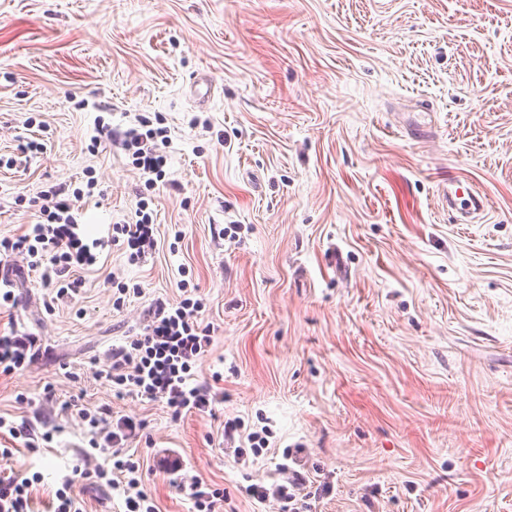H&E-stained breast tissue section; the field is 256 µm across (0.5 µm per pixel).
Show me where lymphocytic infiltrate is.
Returning a JSON list of instances; mask_svg holds the SVG:
<instances>
[{"label": "lymphocytic infiltrate", "mask_w": 512, "mask_h": 512, "mask_svg": "<svg viewBox=\"0 0 512 512\" xmlns=\"http://www.w3.org/2000/svg\"><path fill=\"white\" fill-rule=\"evenodd\" d=\"M99 135L122 146L141 171L146 190H154L165 180L170 145L167 127H149L143 118L138 126L123 132L104 127ZM96 186V179L90 177L82 189L69 192L58 186L41 192L35 222L16 239L0 240V250L38 273L44 286L56 289L61 297L77 291L78 272L97 263L95 250L105 242L121 243L131 265L141 263L157 246L158 228L144 198L138 202L135 221L112 225L107 238L85 241L78 232L79 204L93 197ZM179 289V300L160 301L149 309L141 332L113 353L105 375L107 381L136 397L165 404L175 419L208 409L213 391L211 384L196 378V367L207 358L213 342L209 328L199 324L205 302L189 289L187 281H180ZM36 342V337L15 331L1 334L0 375L24 370ZM279 469L287 473L286 482L272 490L252 486L253 499L263 503L273 496L287 503L288 512H311L309 474L285 463ZM141 474L140 463L119 454L113 455L111 465L94 470L98 481L124 495L127 512H156L152 497L140 488ZM42 479L38 472L29 477L15 472L1 475L0 512H30L31 487Z\"/></svg>", "instance_id": "obj_1"}]
</instances>
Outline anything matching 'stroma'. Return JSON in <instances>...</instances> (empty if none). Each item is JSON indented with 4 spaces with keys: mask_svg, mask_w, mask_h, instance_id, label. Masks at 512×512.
Listing matches in <instances>:
<instances>
[{
    "mask_svg": "<svg viewBox=\"0 0 512 512\" xmlns=\"http://www.w3.org/2000/svg\"><path fill=\"white\" fill-rule=\"evenodd\" d=\"M158 114L168 181L145 264L105 248L58 299L0 256L18 297L0 330L38 340L26 370L0 376V416L54 433L35 449L0 434L10 468L43 476L35 512L65 484L82 512L124 510L72 472L83 411L144 421L125 451L158 512H192L187 478L223 489L224 512H282L247 488L282 483L287 448L315 512H512V0H0V155L27 119L48 136L27 168H0V240L89 168L103 195L81 235L128 221L139 170L88 145L97 124ZM464 180L485 198L469 224L448 209ZM114 273L142 287L119 310ZM183 278L213 336L196 375L223 379L212 411L175 420L104 374ZM262 430L263 454L238 455ZM162 448L184 476L160 468Z\"/></svg>",
    "mask_w": 512,
    "mask_h": 512,
    "instance_id": "1",
    "label": "stroma"
}]
</instances>
